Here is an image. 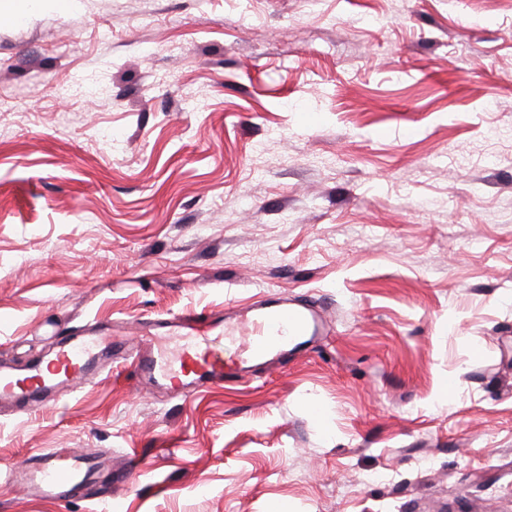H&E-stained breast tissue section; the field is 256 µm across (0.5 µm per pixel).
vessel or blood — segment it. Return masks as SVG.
Segmentation results:
<instances>
[{
  "label": "vessel or blood",
  "instance_id": "1",
  "mask_svg": "<svg viewBox=\"0 0 512 512\" xmlns=\"http://www.w3.org/2000/svg\"><path fill=\"white\" fill-rule=\"evenodd\" d=\"M184 340L179 354L161 363L152 354H137L129 363L134 375H148L176 387L183 377L197 375L211 384L224 381V356L210 347L212 336H237L249 360H276L285 347L305 343L326 331V320L315 306L281 296L227 311L215 321L203 313H188L172 324ZM100 356L95 336H70L57 342L48 364H37L25 375L0 365V400H26L39 405L60 385L89 380ZM101 457L89 452L44 451L21 467L0 469V480L24 486L35 496L61 500L74 494L102 469Z\"/></svg>",
  "mask_w": 512,
  "mask_h": 512
}]
</instances>
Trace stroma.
Listing matches in <instances>:
<instances>
[{
    "instance_id": "obj_1",
    "label": "stroma",
    "mask_w": 512,
    "mask_h": 512,
    "mask_svg": "<svg viewBox=\"0 0 512 512\" xmlns=\"http://www.w3.org/2000/svg\"><path fill=\"white\" fill-rule=\"evenodd\" d=\"M503 124L512 0H0V363L171 356L150 320L268 293L330 322L187 396L121 366L0 404V467L97 451L121 512H512Z\"/></svg>"
}]
</instances>
